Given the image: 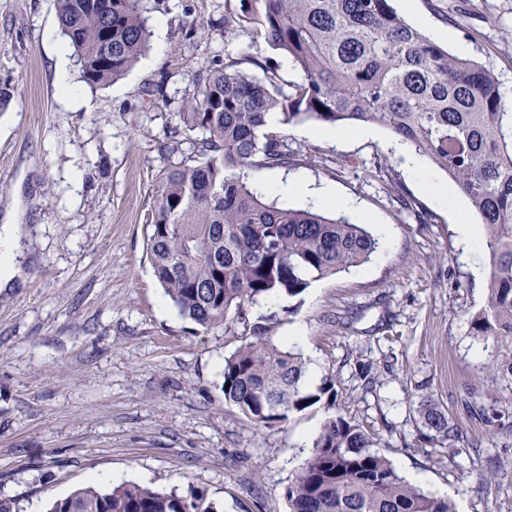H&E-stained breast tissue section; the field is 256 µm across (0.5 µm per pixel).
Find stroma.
I'll return each mask as SVG.
<instances>
[{"mask_svg": "<svg viewBox=\"0 0 512 512\" xmlns=\"http://www.w3.org/2000/svg\"><path fill=\"white\" fill-rule=\"evenodd\" d=\"M239 0H147L164 21L121 79L85 84L57 23L56 0H0V225L20 227L14 276L0 287V501L30 512L98 474L182 494L216 512H288L285 492L312 450L323 404L265 427L225 403V357L269 316L275 337L301 325L337 411L363 425L410 484L456 512H512V337L474 335L486 252L465 197L439 206L407 171L395 136L372 126L308 136L287 127L284 174L327 188L337 214L367 218L379 240L362 266L262 300L247 322L205 330L171 306L147 256L152 185L192 152L165 149L203 60L237 56L223 34ZM407 21L448 33L449 51L492 68L512 88V0H413ZM67 80L77 93L59 91ZM434 405L463 439H430Z\"/></svg>", "mask_w": 512, "mask_h": 512, "instance_id": "stroma-1", "label": "stroma"}]
</instances>
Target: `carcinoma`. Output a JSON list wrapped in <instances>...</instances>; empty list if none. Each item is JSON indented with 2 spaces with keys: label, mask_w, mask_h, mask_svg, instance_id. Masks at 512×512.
Listing matches in <instances>:
<instances>
[{
  "label": "carcinoma",
  "mask_w": 512,
  "mask_h": 512,
  "mask_svg": "<svg viewBox=\"0 0 512 512\" xmlns=\"http://www.w3.org/2000/svg\"><path fill=\"white\" fill-rule=\"evenodd\" d=\"M394 0H239L224 36L262 37L285 54L301 81L241 48L224 64L206 61L172 137L196 130L194 155L165 170L146 220L153 272L179 314L205 328L247 320L248 307L293 298L312 283L367 262L377 241L363 224L309 206L286 208L258 191L252 172L282 169L293 150L284 127L306 121L330 130L374 124L445 171L479 218L491 274L475 336L512 337V92L494 70L457 57L408 23ZM57 20L81 78L100 85L123 76L147 46L143 0H57ZM260 68L263 78L240 66ZM279 116L278 128L267 117ZM224 358V401L270 426L320 402H336L334 381L309 393L308 367L276 342L269 323ZM434 438L459 429L432 405ZM374 435L329 416L286 490L290 512H455L448 499L408 484L375 450ZM49 512H214L200 493L136 483L81 487Z\"/></svg>",
  "instance_id": "carcinoma-1"
}]
</instances>
